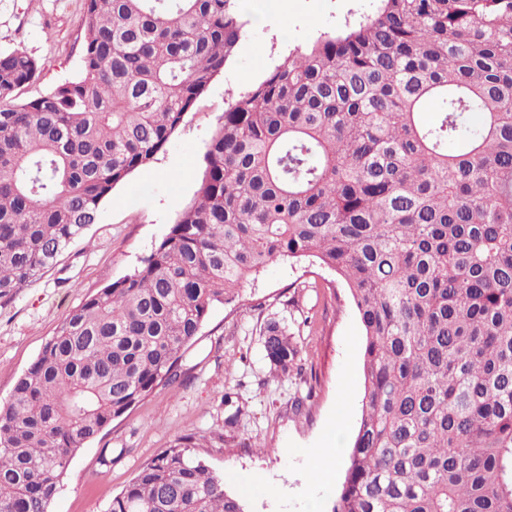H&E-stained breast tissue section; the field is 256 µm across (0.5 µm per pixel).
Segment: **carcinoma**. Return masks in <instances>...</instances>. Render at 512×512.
<instances>
[{"mask_svg":"<svg viewBox=\"0 0 512 512\" xmlns=\"http://www.w3.org/2000/svg\"><path fill=\"white\" fill-rule=\"evenodd\" d=\"M83 24L82 74L37 98L19 99L37 62L0 55L1 300L165 149L247 36L236 0H84ZM302 258L343 281L365 336L329 512H512V0H378L231 101L166 237L0 403V512H49L76 453L181 377L212 308ZM264 351L301 370L275 321ZM193 447L106 512H246Z\"/></svg>","mask_w":512,"mask_h":512,"instance_id":"obj_1","label":"carcinoma"}]
</instances>
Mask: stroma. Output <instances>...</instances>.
Masks as SVG:
<instances>
[{
	"instance_id": "stroma-1",
	"label": "stroma",
	"mask_w": 512,
	"mask_h": 512,
	"mask_svg": "<svg viewBox=\"0 0 512 512\" xmlns=\"http://www.w3.org/2000/svg\"><path fill=\"white\" fill-rule=\"evenodd\" d=\"M248 35L147 169L117 185L96 224L45 275L0 300V401L55 327L88 295L132 274L198 189L206 146L232 98L295 48L372 14L377 0H239ZM82 0H0V53L34 58L28 99L75 78L84 39ZM310 324L303 370L272 374L268 322ZM363 328L336 277L309 260L268 265L229 304L216 305L188 345L181 378L115 419L75 457L51 512H106L137 470L188 434L196 456L224 475L247 512H328L344 478L318 483L315 451L349 446L363 392ZM111 449V464L101 462Z\"/></svg>"
}]
</instances>
